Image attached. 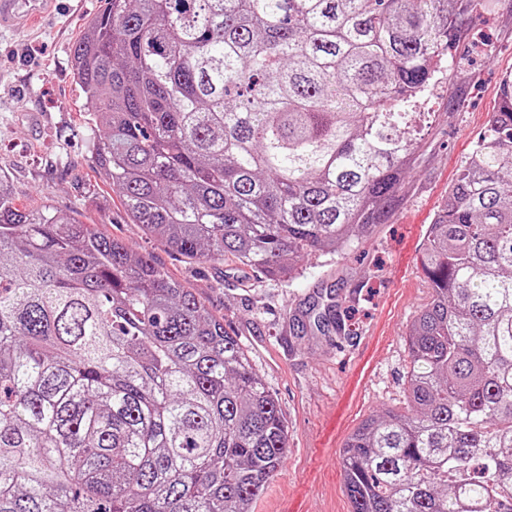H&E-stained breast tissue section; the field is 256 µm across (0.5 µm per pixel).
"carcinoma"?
<instances>
[{
    "label": "carcinoma",
    "instance_id": "carcinoma-1",
    "mask_svg": "<svg viewBox=\"0 0 512 512\" xmlns=\"http://www.w3.org/2000/svg\"><path fill=\"white\" fill-rule=\"evenodd\" d=\"M479 2L107 0L73 50L97 173L170 250L292 279L393 212L399 125ZM420 264L407 411L345 443L351 512H512L511 78ZM287 452L224 321L0 175V512H250Z\"/></svg>",
    "mask_w": 512,
    "mask_h": 512
}]
</instances>
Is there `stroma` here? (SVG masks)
Listing matches in <instances>:
<instances>
[{
    "instance_id": "stroma-1",
    "label": "stroma",
    "mask_w": 512,
    "mask_h": 512,
    "mask_svg": "<svg viewBox=\"0 0 512 512\" xmlns=\"http://www.w3.org/2000/svg\"><path fill=\"white\" fill-rule=\"evenodd\" d=\"M103 6L56 0L28 31L0 29V173L18 206L53 205L152 255L240 339L288 429L287 457L255 512H350L343 444L367 417L404 405L405 337L431 296L420 248L512 76V0L463 16L449 47L463 64L419 106L424 146L390 218L342 253L302 257L289 281L171 251L99 177L71 56Z\"/></svg>"
}]
</instances>
